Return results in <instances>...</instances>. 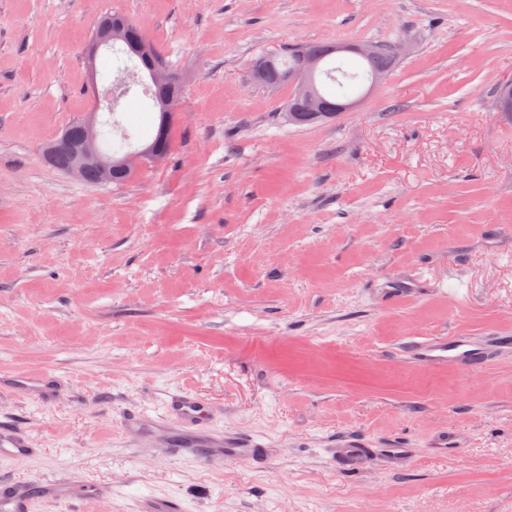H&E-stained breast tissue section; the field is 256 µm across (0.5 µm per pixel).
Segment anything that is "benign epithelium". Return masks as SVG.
Instances as JSON below:
<instances>
[{"label":"benign epithelium","instance_id":"1","mask_svg":"<svg viewBox=\"0 0 512 512\" xmlns=\"http://www.w3.org/2000/svg\"><path fill=\"white\" fill-rule=\"evenodd\" d=\"M125 27L126 23L122 20L107 19L87 45L85 60L91 82H96L97 57L100 51L112 47V39L124 37ZM331 52L338 57L344 54H355L369 58L377 53V46L373 43L334 44L331 46ZM320 71L319 57L300 56L298 67L288 71L285 78V83L292 89L291 95L309 100L315 99L317 96L315 79ZM103 102L106 103L104 107L107 110H112V91H106L104 99H96L92 111L86 113L81 120L77 136H72V130L67 128L60 136L49 142L43 149L44 159L48 162L52 161L56 151L61 147H66L73 156L72 165L66 169L67 174L80 180L86 168L94 167L107 181L112 180V177L116 175L132 177L138 165L143 161L159 162L164 159V151L157 141L142 144L130 152L117 156L110 152H103L100 149V133L103 127L100 110L104 108L101 106Z\"/></svg>","mask_w":512,"mask_h":512}]
</instances>
